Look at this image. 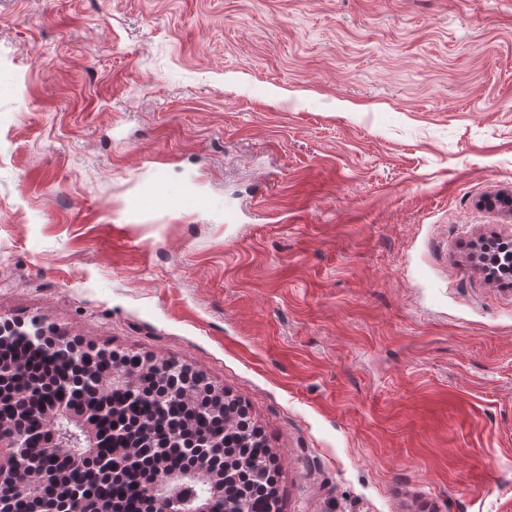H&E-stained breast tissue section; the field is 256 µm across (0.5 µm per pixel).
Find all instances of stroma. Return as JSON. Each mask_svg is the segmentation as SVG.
Masks as SVG:
<instances>
[{
    "label": "stroma",
    "mask_w": 512,
    "mask_h": 512,
    "mask_svg": "<svg viewBox=\"0 0 512 512\" xmlns=\"http://www.w3.org/2000/svg\"><path fill=\"white\" fill-rule=\"evenodd\" d=\"M493 239L512 0H0V320L203 373L278 512H512Z\"/></svg>",
    "instance_id": "stroma-1"
}]
</instances>
